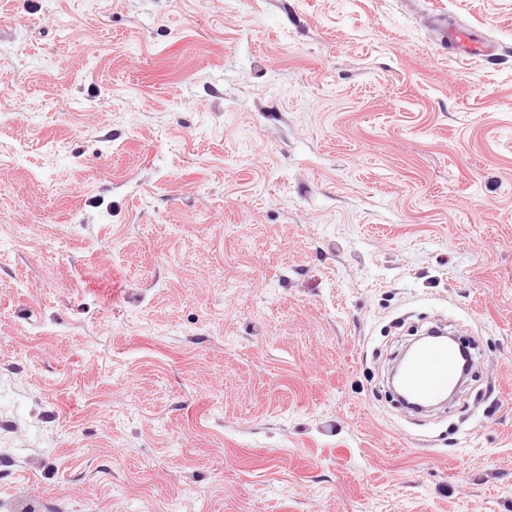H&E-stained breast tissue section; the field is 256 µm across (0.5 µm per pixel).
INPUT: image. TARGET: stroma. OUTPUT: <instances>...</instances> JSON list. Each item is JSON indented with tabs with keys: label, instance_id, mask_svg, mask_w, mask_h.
Masks as SVG:
<instances>
[{
	"label": "stroma",
	"instance_id": "1",
	"mask_svg": "<svg viewBox=\"0 0 512 512\" xmlns=\"http://www.w3.org/2000/svg\"><path fill=\"white\" fill-rule=\"evenodd\" d=\"M435 324L477 362L420 417L386 377ZM23 501L512 512V0H0ZM433 23L440 31V44H447L457 55L485 61L497 58L495 46L487 37L470 28L448 24V16L441 13L434 16Z\"/></svg>",
	"mask_w": 512,
	"mask_h": 512
}]
</instances>
